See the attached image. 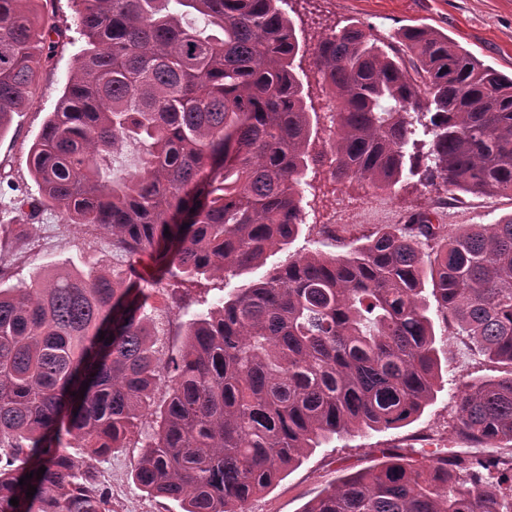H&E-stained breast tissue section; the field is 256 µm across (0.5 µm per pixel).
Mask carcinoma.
<instances>
[{"mask_svg": "<svg viewBox=\"0 0 512 512\" xmlns=\"http://www.w3.org/2000/svg\"><path fill=\"white\" fill-rule=\"evenodd\" d=\"M35 2L0 0V135L64 36ZM74 2L84 43L29 150L39 197L13 199L0 259L27 253L24 226L53 207L111 234L126 265L6 288L0 266V512H114L94 461L136 433L163 372L169 401L151 412L133 481L183 512H245L306 451L403 427L432 404L442 368L428 289L503 366L457 385L453 430L474 448L512 442V215L449 236L428 269L419 240L442 230L429 209L346 257L293 254L232 285L298 237L299 186L318 164L336 181L512 195V75L428 27L399 36L409 68L364 29L333 30L311 54L336 103L329 151L314 154L287 0ZM126 140L144 153L116 180ZM149 262L182 283L222 281L195 300L165 365L144 316ZM41 467L28 498L19 479ZM304 512H512V455L392 448Z\"/></svg>", "mask_w": 512, "mask_h": 512, "instance_id": "obj_1", "label": "carcinoma"}]
</instances>
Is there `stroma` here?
Listing matches in <instances>:
<instances>
[{
  "label": "stroma",
  "instance_id": "obj_1",
  "mask_svg": "<svg viewBox=\"0 0 512 512\" xmlns=\"http://www.w3.org/2000/svg\"><path fill=\"white\" fill-rule=\"evenodd\" d=\"M74 0H52L45 8L52 23L66 29L67 37L57 44L52 59L42 64L31 105L15 114L11 127L0 137V179L14 188L36 193L37 186L27 167L29 148L39 135L48 115L54 111L62 88L74 66L81 36L74 26ZM305 53L300 78L308 94L306 104L313 111L317 131L314 147L323 150L332 135L330 94L309 53L330 30L359 22L372 28L378 37L394 35L407 25H427L475 54L485 65L512 74V0H288L285 7ZM328 178L326 168L307 172L303 207L307 216L302 232L285 250L268 252L262 268L241 276V283L262 277L283 264L288 256L317 249L336 257L348 255L362 234L387 224L407 223L409 215L431 206L434 189L416 179L391 188H376L358 179L338 182L336 193L323 197ZM512 214V197L456 193L437 220L446 233H455L465 224H491ZM335 217L337 231L324 239L319 234L322 221ZM32 250L13 268L15 279H28L32 272H51L58 267L109 268L122 258L111 236L80 224L64 222L57 211L42 212L29 226ZM145 286L151 289L146 311L154 348L161 362L178 356L183 348L181 308L190 300L217 287L214 279L172 284L158 279L154 269H146ZM436 347L443 368V387L424 414L409 425L382 432L354 431L322 447L308 451L300 463L287 469L281 478L246 505L247 512H303L307 504L335 485L339 477L383 462L388 448H410L418 436L444 430L454 450H467V443L451 430L455 411L456 381L470 376H494L499 367L487 360L477 346L448 324L443 314L434 316ZM139 436L126 447L113 449L96 468L123 512H181L177 502L148 496L133 482L132 470L142 454L144 435L151 432L150 417H143Z\"/></svg>",
  "mask_w": 512,
  "mask_h": 512
}]
</instances>
